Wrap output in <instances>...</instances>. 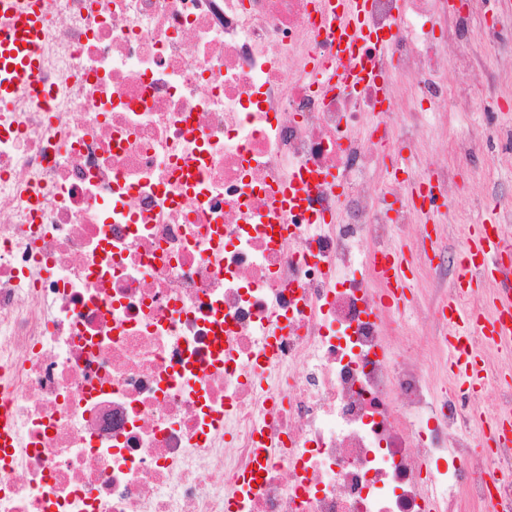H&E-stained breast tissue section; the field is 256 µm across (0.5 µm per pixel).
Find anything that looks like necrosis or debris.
Here are the masks:
<instances>
[{
    "mask_svg": "<svg viewBox=\"0 0 512 512\" xmlns=\"http://www.w3.org/2000/svg\"><path fill=\"white\" fill-rule=\"evenodd\" d=\"M38 2L40 71L0 106V512H512V446L472 463L474 397L389 354L370 273L415 181L450 209L479 152L512 156L491 125L454 166L387 163L439 105L512 102L497 72L448 96L512 57L481 0H370L399 95L346 77L317 0ZM498 70H502L500 56L495 52H489L484 58L483 68L481 70H477L467 84L453 85L450 87L451 96L475 98L480 85L484 82L485 72Z\"/></svg>",
    "mask_w": 512,
    "mask_h": 512,
    "instance_id": "1",
    "label": "necrosis or debris"
}]
</instances>
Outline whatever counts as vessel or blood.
Here are the masks:
<instances>
[{"instance_id": "1", "label": "vessel or blood", "mask_w": 512, "mask_h": 512, "mask_svg": "<svg viewBox=\"0 0 512 512\" xmlns=\"http://www.w3.org/2000/svg\"><path fill=\"white\" fill-rule=\"evenodd\" d=\"M370 0H322L324 23L336 26L342 36L356 42L366 38L364 18ZM19 17V25L0 38V73L9 72L8 85H0V104L10 101L14 88L29 84L40 68L36 39L41 28L37 12L26 9L25 0H0V15ZM495 218L470 225L460 255L458 271L441 314L448 324V371L452 378L473 392L484 390L489 375L487 365L467 347L474 330H481L496 344H512V287L491 292L481 315L463 303L473 283L512 278V266L506 265V245L496 231ZM372 275L383 286L382 296L390 308L404 304L412 288L413 269L403 248L386 250L372 261ZM481 420L493 445H512V415H482Z\"/></svg>"}]
</instances>
